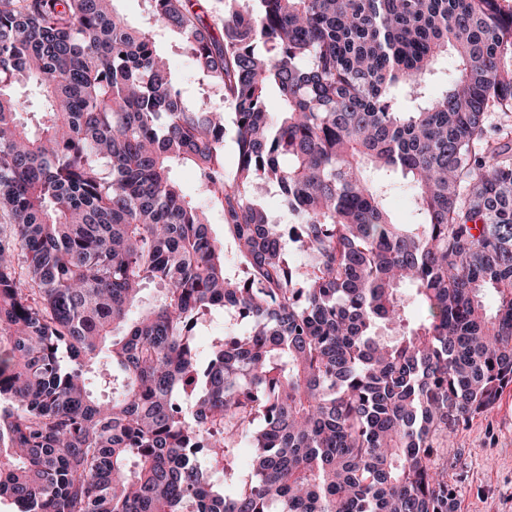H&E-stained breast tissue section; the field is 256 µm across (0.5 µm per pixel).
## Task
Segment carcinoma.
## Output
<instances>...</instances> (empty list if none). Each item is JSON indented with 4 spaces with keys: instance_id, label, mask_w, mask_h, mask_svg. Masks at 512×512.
Instances as JSON below:
<instances>
[{
    "instance_id": "obj_1",
    "label": "carcinoma",
    "mask_w": 512,
    "mask_h": 512,
    "mask_svg": "<svg viewBox=\"0 0 512 512\" xmlns=\"http://www.w3.org/2000/svg\"><path fill=\"white\" fill-rule=\"evenodd\" d=\"M116 2L0 0V500L460 512L448 435L512 386V0ZM176 44L177 41L168 38L162 42L160 51L170 59L172 76L176 82L190 92L198 94L201 88L199 76L194 69L191 59ZM389 206L397 222L408 224L412 222L410 199H407L406 190H396L391 193Z\"/></svg>"
}]
</instances>
